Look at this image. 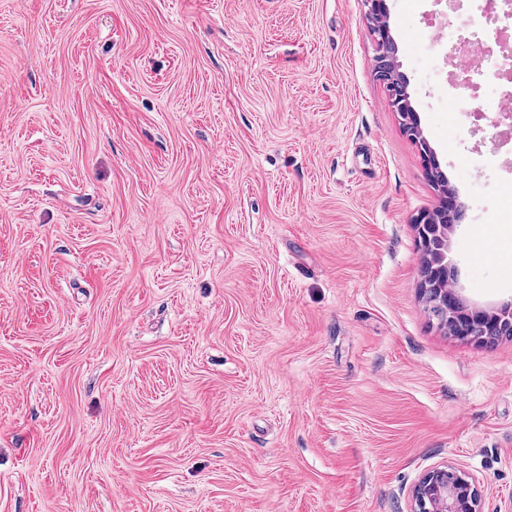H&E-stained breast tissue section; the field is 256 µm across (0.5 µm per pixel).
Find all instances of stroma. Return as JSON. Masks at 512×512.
<instances>
[{
	"instance_id": "obj_1",
	"label": "stroma",
	"mask_w": 512,
	"mask_h": 512,
	"mask_svg": "<svg viewBox=\"0 0 512 512\" xmlns=\"http://www.w3.org/2000/svg\"><path fill=\"white\" fill-rule=\"evenodd\" d=\"M437 9L386 20L461 209L454 285L492 311L512 149ZM366 11L0 0V512H411L445 464L512 512V337L425 309L441 193ZM403 90L401 95L395 96L390 95V105L394 109L395 112L398 113L402 126L404 130L409 133L410 136L414 137L415 139H419V143L421 144V147L424 151L425 155V171L429 178L432 177V165L434 162H437L434 155L432 154L431 150L427 146L426 142L421 137L420 129L417 127L415 129L412 128L413 126V120L415 117V111L412 107L411 101H410V94L408 92L407 86H404L403 88H399V91ZM420 138L423 140L421 143Z\"/></svg>"
}]
</instances>
